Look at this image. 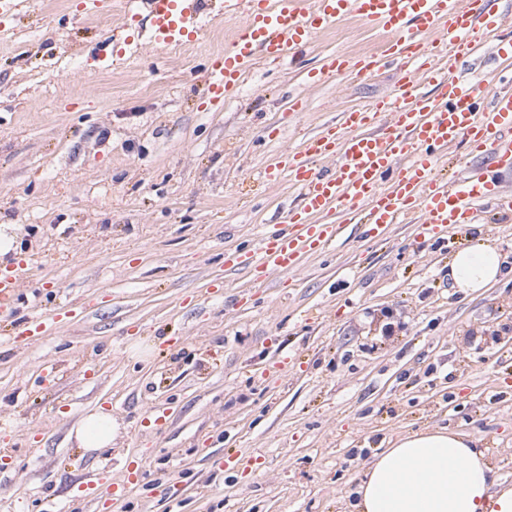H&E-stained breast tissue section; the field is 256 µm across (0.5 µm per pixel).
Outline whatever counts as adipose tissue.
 Instances as JSON below:
<instances>
[{
  "instance_id": "obj_1",
  "label": "adipose tissue",
  "mask_w": 512,
  "mask_h": 512,
  "mask_svg": "<svg viewBox=\"0 0 512 512\" xmlns=\"http://www.w3.org/2000/svg\"><path fill=\"white\" fill-rule=\"evenodd\" d=\"M504 275L503 256L488 238L460 247L448 266L452 287L478 294ZM112 415L85 414L69 437L95 452L112 443ZM355 512H512V488L502 485L478 438L445 428L399 438L370 465L357 489Z\"/></svg>"
}]
</instances>
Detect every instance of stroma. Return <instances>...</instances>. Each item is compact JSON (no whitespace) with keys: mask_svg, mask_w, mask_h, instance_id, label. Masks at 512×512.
<instances>
[{"mask_svg":"<svg viewBox=\"0 0 512 512\" xmlns=\"http://www.w3.org/2000/svg\"><path fill=\"white\" fill-rule=\"evenodd\" d=\"M78 3L24 0L0 18V231L18 229L0 262H29L21 312L90 305L28 349L5 344L0 324V449L13 456L0 512L71 505L86 474L128 460L139 482L107 512H354L379 449L441 426L481 436L512 487V274L473 298L448 281L452 255L480 233L512 260V215L488 201L478 223L440 238L410 224L349 233L267 287L224 274L225 251L298 197L262 179L273 156L400 79L312 83L307 71L387 33L356 18L322 30L293 62L256 61L217 107L204 66L230 44L223 16L203 17L191 43L128 45L107 66L124 0L90 14ZM391 319L401 327L389 333ZM279 357L284 369L254 373ZM156 406L175 409L160 427ZM96 408L119 428L87 452L67 434Z\"/></svg>","mask_w":512,"mask_h":512,"instance_id":"35a3bbf8","label":"stroma"}]
</instances>
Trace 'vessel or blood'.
I'll return each mask as SVG.
<instances>
[{
  "label": "vessel or blood",
  "mask_w": 512,
  "mask_h": 512,
  "mask_svg": "<svg viewBox=\"0 0 512 512\" xmlns=\"http://www.w3.org/2000/svg\"><path fill=\"white\" fill-rule=\"evenodd\" d=\"M134 28L127 41L147 39L154 48L195 40L203 15L214 11L242 26L223 55L205 71V95L220 103L259 58L291 60L324 29L350 18L382 28L388 40L359 58L327 56L324 74L345 79L399 70L393 96L343 112L340 123L324 124L297 150L281 154L262 172L272 182L288 178L299 201L275 224L264 225L257 241L224 256L225 275H244L259 285L298 272L304 256L339 239L346 225L365 233H387L395 224L415 223L420 235L436 237L454 224L472 223L474 205L494 198L512 212V70L484 79L460 69L492 57L512 60V38L496 33L512 21V8L496 0H126ZM466 143L479 166L449 177L439 164ZM27 261L0 273V320L16 324L12 344H28L48 331L84 320L86 303L63 312L19 319ZM137 472L94 476L76 498L101 512L125 497Z\"/></svg>",
  "instance_id": "1"
}]
</instances>
